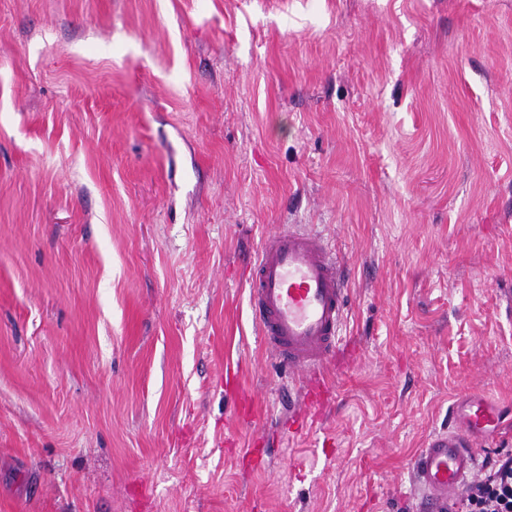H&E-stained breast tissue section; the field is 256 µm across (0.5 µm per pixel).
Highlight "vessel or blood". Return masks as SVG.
<instances>
[{"mask_svg":"<svg viewBox=\"0 0 512 512\" xmlns=\"http://www.w3.org/2000/svg\"><path fill=\"white\" fill-rule=\"evenodd\" d=\"M249 306L261 343L285 371L296 375L302 393L297 419L320 418L334 398L322 370L344 347L348 311L344 265L320 235L288 228L269 235L247 278ZM239 395V412L249 419L253 402L241 392L237 371L221 381ZM457 427L433 436L413 459L411 471L426 493L425 512H446L448 496L477 469L476 442L498 433L503 408L489 393L466 395L454 407Z\"/></svg>","mask_w":512,"mask_h":512,"instance_id":"obj_1","label":"vessel or blood"}]
</instances>
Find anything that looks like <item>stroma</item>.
Returning <instances> with one entry per match:
<instances>
[{
  "mask_svg": "<svg viewBox=\"0 0 512 512\" xmlns=\"http://www.w3.org/2000/svg\"><path fill=\"white\" fill-rule=\"evenodd\" d=\"M288 225L350 290L300 428L246 286ZM511 296L512 0H0V512H419ZM220 384L221 387L225 386L227 390L239 394L238 416L244 420L249 419L252 414L253 402L251 396L240 389L238 372L227 366L224 370V378L221 380Z\"/></svg>",
  "mask_w": 512,
  "mask_h": 512,
  "instance_id": "35a3bbf8",
  "label": "stroma"
}]
</instances>
